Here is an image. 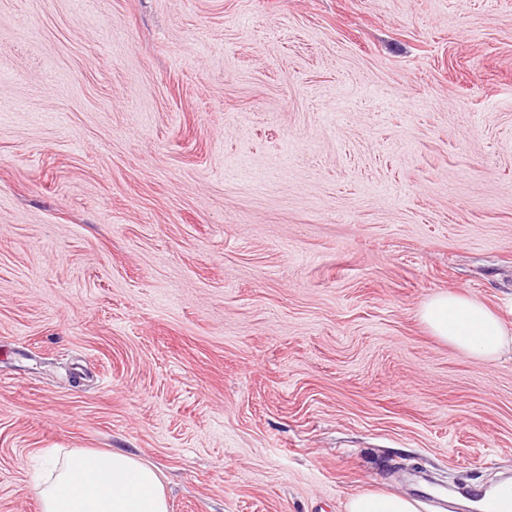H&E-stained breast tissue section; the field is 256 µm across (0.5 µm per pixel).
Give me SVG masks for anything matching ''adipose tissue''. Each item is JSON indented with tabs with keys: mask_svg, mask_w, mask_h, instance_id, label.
I'll use <instances>...</instances> for the list:
<instances>
[{
	"mask_svg": "<svg viewBox=\"0 0 512 512\" xmlns=\"http://www.w3.org/2000/svg\"><path fill=\"white\" fill-rule=\"evenodd\" d=\"M419 317L433 336L484 362L512 346L497 314L460 293L431 297ZM40 490L42 512H169L156 469L136 456L116 450L81 449L49 466ZM347 512H417L405 495L366 491L352 496Z\"/></svg>",
	"mask_w": 512,
	"mask_h": 512,
	"instance_id": "obj_1",
	"label": "adipose tissue"
}]
</instances>
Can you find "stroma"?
<instances>
[{
  "label": "stroma",
  "instance_id": "obj_1",
  "mask_svg": "<svg viewBox=\"0 0 512 512\" xmlns=\"http://www.w3.org/2000/svg\"><path fill=\"white\" fill-rule=\"evenodd\" d=\"M512 0H0V512L116 449L169 512L512 479ZM419 317L433 336L483 362L494 361L512 343L493 310L460 293L434 295L423 304Z\"/></svg>",
  "mask_w": 512,
  "mask_h": 512
}]
</instances>
